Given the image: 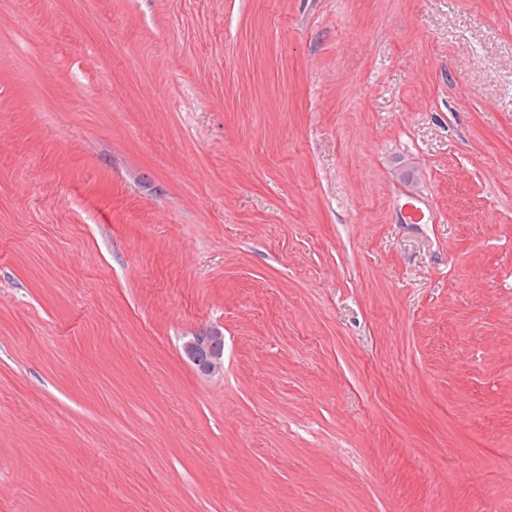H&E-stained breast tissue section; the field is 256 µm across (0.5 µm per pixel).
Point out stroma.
<instances>
[{
    "label": "stroma",
    "mask_w": 512,
    "mask_h": 512,
    "mask_svg": "<svg viewBox=\"0 0 512 512\" xmlns=\"http://www.w3.org/2000/svg\"><path fill=\"white\" fill-rule=\"evenodd\" d=\"M0 512H512V0H0ZM185 358L204 377L224 372V336L220 329L202 327L186 336L182 344Z\"/></svg>",
    "instance_id": "1"
}]
</instances>
